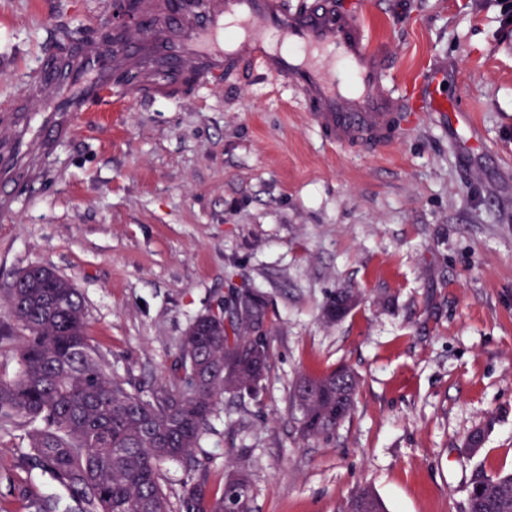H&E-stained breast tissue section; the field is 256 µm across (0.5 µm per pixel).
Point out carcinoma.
Here are the masks:
<instances>
[{"label":"carcinoma","mask_w":512,"mask_h":512,"mask_svg":"<svg viewBox=\"0 0 512 512\" xmlns=\"http://www.w3.org/2000/svg\"><path fill=\"white\" fill-rule=\"evenodd\" d=\"M238 309L229 325L215 311L219 298L186 328L168 367V378L143 391L112 375L108 358L87 335L84 300L71 281L47 266L19 273L0 296L12 326L0 340L14 343L18 370L0 378V433L25 431L28 467L62 490L21 496L26 512H173L161 472L167 461L189 469L224 395L256 399L270 369L269 300L257 289L232 291ZM342 288L326 302L325 316L347 315ZM360 379L338 366L301 376L293 402L299 432L319 439L352 413ZM180 512H251L244 469L225 474L221 492L202 476L184 486ZM346 512H385L369 487L359 489ZM468 512H512V473L479 476Z\"/></svg>","instance_id":"cac0c4a2"}]
</instances>
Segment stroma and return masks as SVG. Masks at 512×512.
Instances as JSON below:
<instances>
[{"instance_id":"obj_1","label":"stroma","mask_w":512,"mask_h":512,"mask_svg":"<svg viewBox=\"0 0 512 512\" xmlns=\"http://www.w3.org/2000/svg\"><path fill=\"white\" fill-rule=\"evenodd\" d=\"M364 2L394 80L437 62L482 139L423 114L379 153L327 145L268 78L75 116L40 176L0 212V289L35 265L79 288L115 376H167L188 324L227 286L270 299L260 401L225 398L200 453L214 490L250 474L252 512H466L476 476L512 471V0ZM112 0H0V107L34 80L59 26L94 36ZM340 288L358 305L331 322ZM345 364L352 415L302 439L301 375ZM485 438L478 454L466 439ZM27 440L0 436V501L51 493ZM355 297L356 304L354 307L348 309H343L341 306L342 301L347 297ZM358 304V291L354 288H342L326 302L324 307L325 316L330 320H335L347 315L350 311H352L356 305ZM346 512H385V509L376 493L370 487H363L352 496Z\"/></svg>"}]
</instances>
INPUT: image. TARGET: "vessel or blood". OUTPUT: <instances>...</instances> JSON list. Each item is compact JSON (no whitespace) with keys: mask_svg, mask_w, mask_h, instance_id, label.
Masks as SVG:
<instances>
[{"mask_svg":"<svg viewBox=\"0 0 512 512\" xmlns=\"http://www.w3.org/2000/svg\"><path fill=\"white\" fill-rule=\"evenodd\" d=\"M183 2L173 13L166 0H146L150 29H124L116 49L87 41L65 61L46 60V76L0 109V209H11L15 187L44 165L47 134L66 136L75 114L111 87L116 68L133 75L121 88L128 102L178 100L186 77L212 87L249 74L269 78L296 94L328 145L344 149L394 145L421 110L455 129L469 124L441 93L440 69H422L395 93L391 51L369 46L362 14L346 0Z\"/></svg>","mask_w":512,"mask_h":512,"instance_id":"vessel-or-blood-1","label":"vessel or blood"}]
</instances>
